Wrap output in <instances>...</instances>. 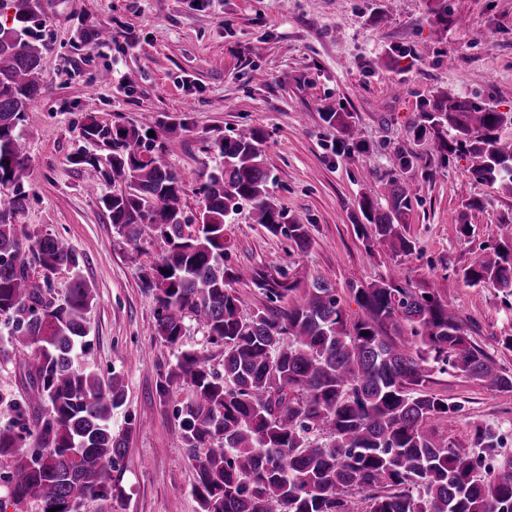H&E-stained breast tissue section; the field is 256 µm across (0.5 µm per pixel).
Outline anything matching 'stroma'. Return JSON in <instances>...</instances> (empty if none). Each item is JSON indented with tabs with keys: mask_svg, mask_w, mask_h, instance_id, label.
Instances as JSON below:
<instances>
[{
	"mask_svg": "<svg viewBox=\"0 0 512 512\" xmlns=\"http://www.w3.org/2000/svg\"><path fill=\"white\" fill-rule=\"evenodd\" d=\"M46 22L40 93L23 128L26 202L17 224L32 235L67 239L93 286L90 351L80 366L101 379L122 375L125 396L113 410V433L127 450L112 470V490L77 512H197V473L183 445L180 409L189 393L176 379L180 349L221 368L224 351L186 320L179 345L152 334L155 300L147 283L162 255L161 238L133 244L87 193L72 162L76 152L105 157L107 146L84 139L87 115L109 126L153 129L155 142L176 136L166 162L181 176L187 216L204 209L197 188L220 165L215 140L244 126L267 136L266 162L275 202L309 228L310 249L297 254L284 237L237 216L228 225L226 263L248 267L303 291L320 277L349 315L351 288L388 276L437 290L470 327L473 342L497 368L512 371V297L467 286L459 272L512 239V195L491 190L468 160H441L416 139L421 105L441 95H477L512 112V0H448V29L433 26L424 0H39ZM109 28L107 41L84 32ZM351 113L361 143L321 119L325 108ZM177 123L168 133L157 121ZM415 165L394 168V152ZM417 191L406 227L412 254L367 250L355 232L357 202L383 201L395 177ZM482 208H470L472 200ZM469 233H462L461 224ZM23 349L0 332V394L24 393ZM431 389L462 406L438 437L470 446L473 424L512 435V391L456 372L434 374Z\"/></svg>",
	"mask_w": 512,
	"mask_h": 512,
	"instance_id": "obj_1",
	"label": "stroma"
}]
</instances>
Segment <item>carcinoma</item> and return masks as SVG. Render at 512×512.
I'll return each mask as SVG.
<instances>
[{
	"mask_svg": "<svg viewBox=\"0 0 512 512\" xmlns=\"http://www.w3.org/2000/svg\"><path fill=\"white\" fill-rule=\"evenodd\" d=\"M13 25L0 26V188L24 177L22 127L40 92L46 43L37 0H11ZM436 26L452 23L447 0H425ZM348 112L322 120L355 139ZM82 135L110 148L105 159L78 152L86 186L112 224L138 243L151 231L167 249L156 276L153 334L178 345L185 319L202 325L224 349L217 371L195 350H182L175 376L189 389L180 411L181 437L197 472L198 512H512V455L499 433L473 428L471 447L454 448L435 436L433 422L461 405L431 391L435 372L453 369L492 388L512 391V373L493 365L468 334L459 313L435 290L415 289L391 277L351 288L361 314L350 319L336 289L321 278L282 301L280 283L224 263L226 221L248 207V218L290 247L306 252L308 226L279 207L270 193L266 134L245 127L214 142L221 165L198 187L204 210L197 228L185 217L184 184L163 159L177 141L153 153L149 134L112 129L86 117ZM414 135L428 139L444 160L472 163L473 174L512 194V112L476 96L427 100ZM125 187L98 194L101 165ZM413 199L401 178L387 183L386 206L369 194L358 200L364 222L356 231L368 250L386 247L408 256L415 242L404 233ZM24 206L17 193L0 200V323L13 343L28 349L25 392L0 395L8 420L0 423V460L11 502H37L42 512H71L112 488V464L126 440L112 434V409L124 396L123 379L101 380L75 365L86 349L93 285L81 276L79 255L46 234L24 246L14 223ZM37 262L41 271L32 268ZM71 274L65 297L52 279ZM470 286L490 285L512 296V250L465 269ZM265 291L271 305L244 314L232 284L243 279ZM312 431L326 434L313 441Z\"/></svg>",
	"mask_w": 512,
	"mask_h": 512,
	"instance_id": "obj_1",
	"label": "carcinoma"
}]
</instances>
